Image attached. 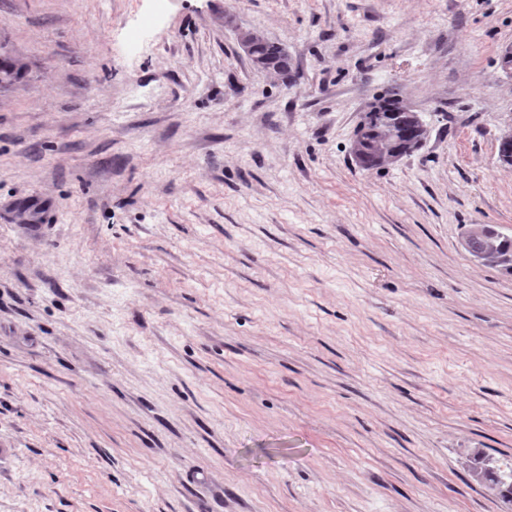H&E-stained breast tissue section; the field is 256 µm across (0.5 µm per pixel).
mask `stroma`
<instances>
[{
    "mask_svg": "<svg viewBox=\"0 0 512 512\" xmlns=\"http://www.w3.org/2000/svg\"><path fill=\"white\" fill-rule=\"evenodd\" d=\"M152 8L0 0V512H512V0ZM238 40L240 45L246 52L252 64L259 70L272 73L275 75H280V72L276 68H272L268 64H266L263 60L260 59L255 53L256 47L260 41L266 40V38L259 33L258 31H241L238 34ZM393 121H396L393 123V128L384 124L375 126L372 129V133L366 137L363 167L368 169L376 167L374 162L375 153L380 140L385 137H387V139L383 145L387 148L392 146L409 148L415 144L416 136L411 123L403 117L395 118ZM390 131L394 134L387 136V132ZM477 227L485 229V233L478 237L476 244L480 248L488 251L497 261L496 264L491 265L501 266L507 273H512V236L500 234L498 229L489 225L482 224ZM477 227L471 228L465 232L461 236L460 242L463 248L471 250L470 255L472 257L484 262L486 258H488V254L480 249L470 248L469 246L470 240L480 234V229ZM489 459L479 453L474 457L473 475L488 483L491 489H498L503 497L512 501V478L504 480L499 469L490 466Z\"/></svg>",
    "mask_w": 512,
    "mask_h": 512,
    "instance_id": "stroma-1",
    "label": "stroma"
}]
</instances>
